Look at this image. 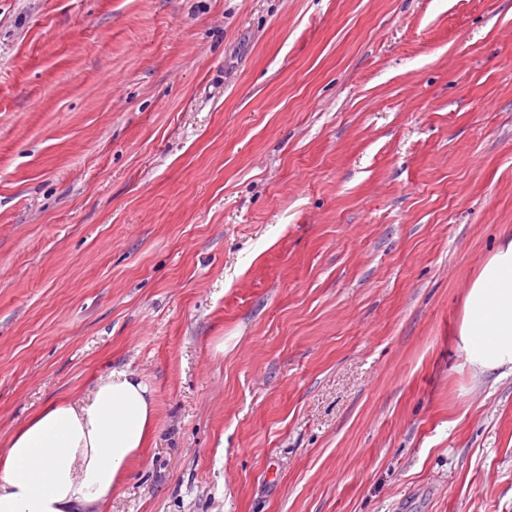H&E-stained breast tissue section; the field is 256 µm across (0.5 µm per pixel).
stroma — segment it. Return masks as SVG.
I'll use <instances>...</instances> for the list:
<instances>
[{
	"instance_id": "obj_1",
	"label": "stroma",
	"mask_w": 512,
	"mask_h": 512,
	"mask_svg": "<svg viewBox=\"0 0 512 512\" xmlns=\"http://www.w3.org/2000/svg\"><path fill=\"white\" fill-rule=\"evenodd\" d=\"M507 232L512 0H0V448L136 372L107 512H512ZM458 351L474 379L512 376V238L505 237L468 287Z\"/></svg>"
}]
</instances>
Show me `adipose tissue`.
<instances>
[{
    "label": "adipose tissue",
    "mask_w": 512,
    "mask_h": 512,
    "mask_svg": "<svg viewBox=\"0 0 512 512\" xmlns=\"http://www.w3.org/2000/svg\"><path fill=\"white\" fill-rule=\"evenodd\" d=\"M458 351L472 378L512 376V238L471 282ZM157 409L135 372L100 375L77 400L51 403L0 454V512H103L154 434Z\"/></svg>",
    "instance_id": "1"
}]
</instances>
